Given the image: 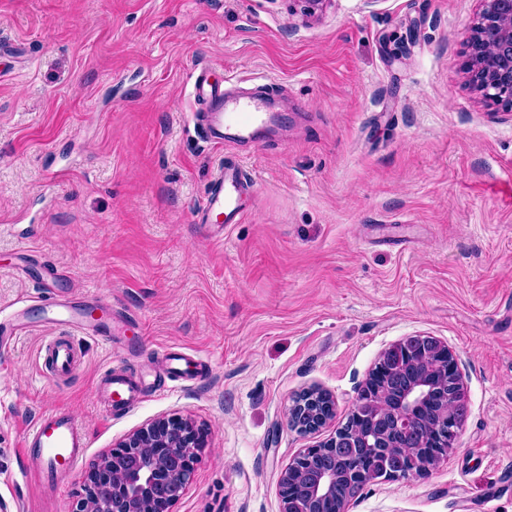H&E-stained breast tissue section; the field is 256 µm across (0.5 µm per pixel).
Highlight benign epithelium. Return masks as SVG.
Masks as SVG:
<instances>
[{
  "label": "benign epithelium",
  "instance_id": "1",
  "mask_svg": "<svg viewBox=\"0 0 512 512\" xmlns=\"http://www.w3.org/2000/svg\"><path fill=\"white\" fill-rule=\"evenodd\" d=\"M477 22L466 38L462 61L471 84L482 98L512 112V0H480ZM453 380V395L464 404L465 388L455 353L438 338L409 336L377 360L360 383L356 401L367 404L369 425L363 432L351 426L329 439L302 449L281 470V512H349L359 492L370 482L363 470L336 471V449L406 448L418 430L425 406L443 399L445 406L430 418L431 432L421 444L426 462L416 466L411 454L396 458L388 479L410 480L429 475L448 454V436L463 418L448 416L443 386ZM335 417V400L311 387L299 393L289 408V426L316 433ZM207 432L182 417H159L127 435L102 455L86 476L85 495L72 512H172L195 469Z\"/></svg>",
  "mask_w": 512,
  "mask_h": 512
}]
</instances>
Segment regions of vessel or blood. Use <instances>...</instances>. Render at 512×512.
I'll list each match as a JSON object with an SVG mask.
<instances>
[{"instance_id":"obj_1","label":"vessel or blood","mask_w":512,"mask_h":512,"mask_svg":"<svg viewBox=\"0 0 512 512\" xmlns=\"http://www.w3.org/2000/svg\"><path fill=\"white\" fill-rule=\"evenodd\" d=\"M223 73L210 66L197 68L192 74V97L198 110L195 121L206 141L213 147L224 143H242L262 129L277 125L278 115L271 112L259 96L232 92L226 88ZM254 196V183L240 162L225 158L211 178V185L196 210L193 221L216 240H223L228 225L240 223L247 208L245 202ZM43 309L53 321L86 328L104 344L112 342V327L103 322L83 326L78 309L70 301L46 299ZM28 329L24 312L13 311L0 318V342L22 335ZM82 354L72 337L58 336L49 341L42 356L44 375L58 380L71 375L80 365ZM142 394L141 384L116 371H107L97 389L99 403L108 410L128 405ZM86 430L71 412L60 409L38 414L23 437L20 453L35 459L34 481L47 489L56 488L61 478L71 473L86 449Z\"/></svg>"}]
</instances>
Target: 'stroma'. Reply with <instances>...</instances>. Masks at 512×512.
Wrapping results in <instances>:
<instances>
[{"instance_id": "stroma-1", "label": "stroma", "mask_w": 512, "mask_h": 512, "mask_svg": "<svg viewBox=\"0 0 512 512\" xmlns=\"http://www.w3.org/2000/svg\"><path fill=\"white\" fill-rule=\"evenodd\" d=\"M478 0H0V310L43 288L108 297L112 343L78 334L55 381L38 304L0 344V499L72 512L92 463L158 417L208 433L173 512H280L279 475L334 434L380 354L413 335L458 356L467 411L423 478L368 484L351 512H512V115L461 68ZM264 87L287 138L213 148L194 128L193 70ZM255 181L220 242L192 215L225 157ZM203 361L170 374L163 350ZM111 367L147 392L106 413ZM336 416L287 424L309 386ZM66 409L89 448L58 490L29 481L35 416ZM41 369L44 375L58 380L71 375L80 365L82 353L72 336H56L44 348Z\"/></svg>"}]
</instances>
